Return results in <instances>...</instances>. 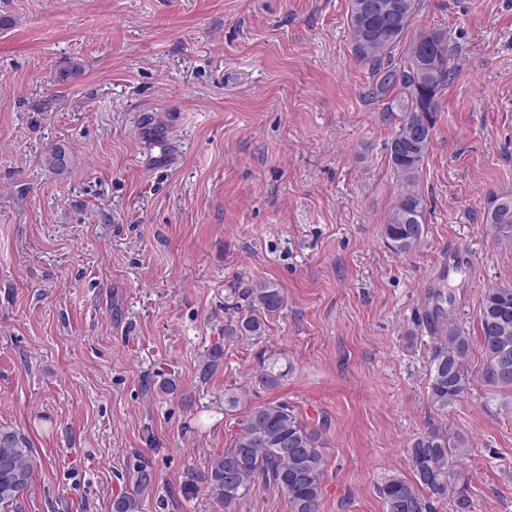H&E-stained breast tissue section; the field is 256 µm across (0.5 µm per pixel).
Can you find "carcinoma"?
Instances as JSON below:
<instances>
[{
	"instance_id": "1",
	"label": "carcinoma",
	"mask_w": 512,
	"mask_h": 512,
	"mask_svg": "<svg viewBox=\"0 0 512 512\" xmlns=\"http://www.w3.org/2000/svg\"><path fill=\"white\" fill-rule=\"evenodd\" d=\"M349 0L348 25L355 56L369 64L370 84L366 95L387 102L389 112H402L390 144V161L399 187L396 203L384 224V235L399 254H410L422 243L426 204L419 191L420 172L434 135L438 98L454 74L453 55L447 34H419L409 44L405 36L422 9L421 0H394L400 24L393 28L377 17L359 13ZM400 59H395V52ZM441 63L437 74L422 67L425 58ZM51 169L67 167L66 151L55 147L45 157ZM486 234L497 240L512 239V197L493 201L483 217ZM285 305V296L275 284L250 292L246 310L224 326V338L235 342L258 340L266 333L267 317ZM426 327L436 340L429 364V397L445 410L465 396L473 381L466 358L470 337L439 304L424 312ZM484 355L483 381L499 391L512 393V288L486 291L479 317ZM321 434L310 428L286 403L253 407L240 423L224 453L211 458L199 476L205 492L224 512H236L240 501L259 486L273 488L288 498L290 512H320L321 479L325 460ZM469 442L447 425L428 424L407 449L413 479L391 476L379 487L384 512H436L433 501L450 500L453 512H472L469 477L462 463L470 454ZM34 453L28 439L18 431L0 426V512H12L30 487ZM154 475L137 470L132 492L112 503V512H141L145 493Z\"/></svg>"
}]
</instances>
